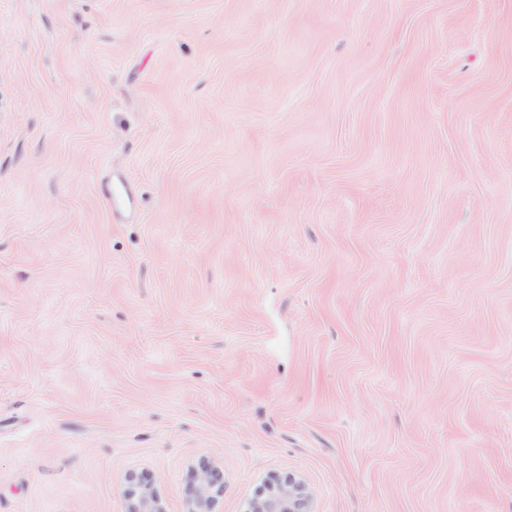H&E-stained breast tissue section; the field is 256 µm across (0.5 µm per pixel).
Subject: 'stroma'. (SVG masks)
Masks as SVG:
<instances>
[{
  "mask_svg": "<svg viewBox=\"0 0 512 512\" xmlns=\"http://www.w3.org/2000/svg\"><path fill=\"white\" fill-rule=\"evenodd\" d=\"M205 461L512 512V0H0V512Z\"/></svg>",
  "mask_w": 512,
  "mask_h": 512,
  "instance_id": "35a3bbf8",
  "label": "stroma"
}]
</instances>
